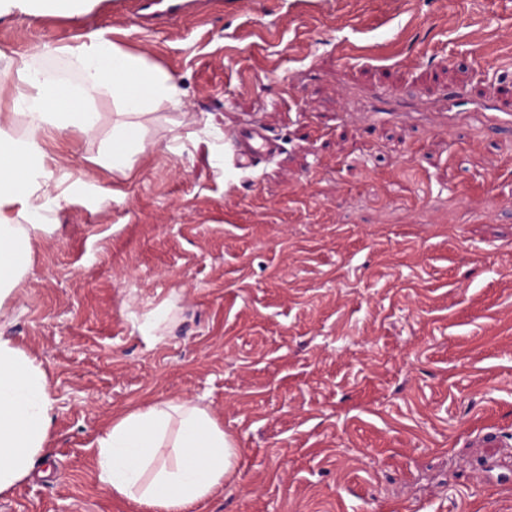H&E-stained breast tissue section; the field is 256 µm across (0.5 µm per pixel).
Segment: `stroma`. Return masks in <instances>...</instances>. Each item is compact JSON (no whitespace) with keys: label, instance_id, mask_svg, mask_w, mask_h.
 <instances>
[{"label":"stroma","instance_id":"1","mask_svg":"<svg viewBox=\"0 0 512 512\" xmlns=\"http://www.w3.org/2000/svg\"><path fill=\"white\" fill-rule=\"evenodd\" d=\"M12 0L0 114L41 45L93 31L168 73L130 177L97 132L49 131L70 202L0 304L56 401L0 512H145L102 489L98 438L151 402L206 407L236 472L195 512H512V0ZM467 102L445 113L457 88ZM259 122L274 156L241 169ZM175 319L150 345L134 330ZM494 432L497 444L481 447ZM232 140L236 148L237 162L247 168L260 156L271 155L279 150V144L269 132L258 123H250L237 130Z\"/></svg>","mask_w":512,"mask_h":512}]
</instances>
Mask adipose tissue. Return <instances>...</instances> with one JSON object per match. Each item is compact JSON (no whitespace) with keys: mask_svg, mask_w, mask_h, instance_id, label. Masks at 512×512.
I'll use <instances>...</instances> for the list:
<instances>
[{"mask_svg":"<svg viewBox=\"0 0 512 512\" xmlns=\"http://www.w3.org/2000/svg\"><path fill=\"white\" fill-rule=\"evenodd\" d=\"M57 52L74 62L81 82L26 78L28 91L15 100L25 135H15L11 118L0 117V301L25 273L33 242L48 229L47 212L69 199L46 163L47 131L90 135L97 120L89 105L111 95L124 119L112 129L103 165L127 177L135 156L151 148L140 133V117L154 102H180L169 75L123 50L105 32ZM53 413L40 364L0 336V494L30 475L46 448ZM237 457L233 440L207 408L166 401L114 420L97 440L96 466L101 486L114 495L161 512H192L235 473Z\"/></svg>","mask_w":512,"mask_h":512,"instance_id":"obj_1","label":"adipose tissue"}]
</instances>
